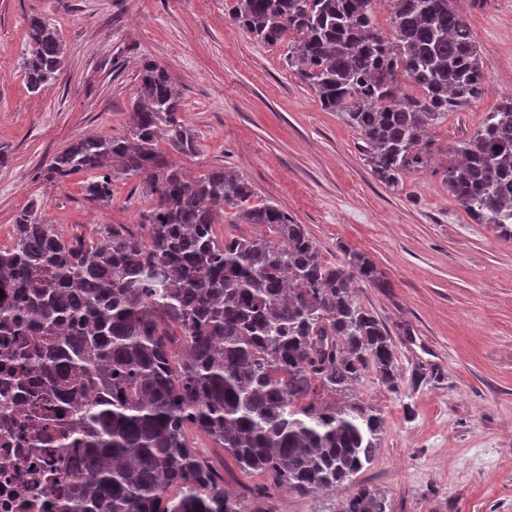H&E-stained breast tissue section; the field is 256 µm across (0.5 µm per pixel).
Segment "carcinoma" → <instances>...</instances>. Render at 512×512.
<instances>
[{
  "instance_id": "carcinoma-1",
  "label": "carcinoma",
  "mask_w": 512,
  "mask_h": 512,
  "mask_svg": "<svg viewBox=\"0 0 512 512\" xmlns=\"http://www.w3.org/2000/svg\"><path fill=\"white\" fill-rule=\"evenodd\" d=\"M238 0L234 19L255 39L289 46L288 67L367 145L379 182L430 161V127L483 93L482 63L452 0ZM23 72L36 91L64 64L58 31L27 21ZM404 72L413 90L397 81ZM193 148L181 97L158 64H142L128 132L85 136L45 166L50 182L87 172L90 201H107L120 176L144 179L152 207L142 233L107 226L96 240L67 238L37 208L17 216L0 245V332L33 335L0 361L34 364L30 447L71 450L60 512H248L224 475L189 440L206 433L240 470L302 497L351 486L341 512H386L357 481L375 460L384 419L354 391L373 370L405 379L393 337L362 306L355 279L388 284L363 254L324 262L302 224L225 168L187 179L159 149ZM444 171L478 224L512 239V100L489 114ZM268 233L224 237V216Z\"/></svg>"
}]
</instances>
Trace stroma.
Listing matches in <instances>:
<instances>
[{"label":"stroma","instance_id":"stroma-1","mask_svg":"<svg viewBox=\"0 0 512 512\" xmlns=\"http://www.w3.org/2000/svg\"><path fill=\"white\" fill-rule=\"evenodd\" d=\"M235 0H0V243L18 213L37 207L66 236L103 224L138 230L152 198L139 177L116 179L108 201L87 200L86 173L44 180L56 153L88 134H126L143 60L165 68L182 95L194 149L166 148L192 178L236 170L254 200L305 226L323 261L366 254L387 285L357 282L362 306L396 343L397 388L366 373L357 395L385 420L364 480L387 512H512V240L476 223L448 191L457 148L512 96V0H454L479 50L484 93L430 131L433 160L380 183L359 135L289 69L288 42L254 39ZM44 16L67 49L61 73L38 91L23 77L28 16ZM423 365L419 380L410 375ZM248 495L250 512H339L345 491L308 498L264 490L206 435L190 431Z\"/></svg>","mask_w":512,"mask_h":512}]
</instances>
